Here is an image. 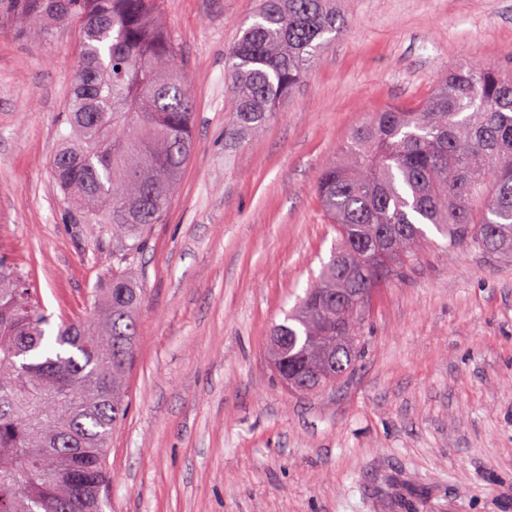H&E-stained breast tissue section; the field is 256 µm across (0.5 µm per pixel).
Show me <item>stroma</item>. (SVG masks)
<instances>
[{
	"instance_id": "35a3bbf8",
	"label": "stroma",
	"mask_w": 512,
	"mask_h": 512,
	"mask_svg": "<svg viewBox=\"0 0 512 512\" xmlns=\"http://www.w3.org/2000/svg\"><path fill=\"white\" fill-rule=\"evenodd\" d=\"M259 5L164 0L195 145L136 257L145 301L105 512H512V260L426 226L343 378L293 393L265 354L334 245L323 163L371 113L427 99L442 67L512 70V0H339L342 35L262 134L228 141L224 54ZM80 45L75 24L0 32V255L55 326L91 319L112 269L111 238L50 175Z\"/></svg>"
}]
</instances>
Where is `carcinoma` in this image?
<instances>
[{
  "mask_svg": "<svg viewBox=\"0 0 512 512\" xmlns=\"http://www.w3.org/2000/svg\"><path fill=\"white\" fill-rule=\"evenodd\" d=\"M163 0H0V28L49 39L74 21L83 41L51 175L75 215L100 224L120 260L162 221L194 147L192 99ZM332 0H264L225 53L232 77L224 139L253 136L341 33ZM316 193L336 231L319 275L270 330L288 388L323 387L358 356L369 304L403 276L424 226L493 258L512 255V75L480 59L442 67L411 108L388 106L323 166ZM144 292L112 268L95 319L62 323L0 258V512H104L105 458L128 411L127 375Z\"/></svg>",
  "mask_w": 512,
  "mask_h": 512,
  "instance_id": "carcinoma-1",
  "label": "carcinoma"
}]
</instances>
